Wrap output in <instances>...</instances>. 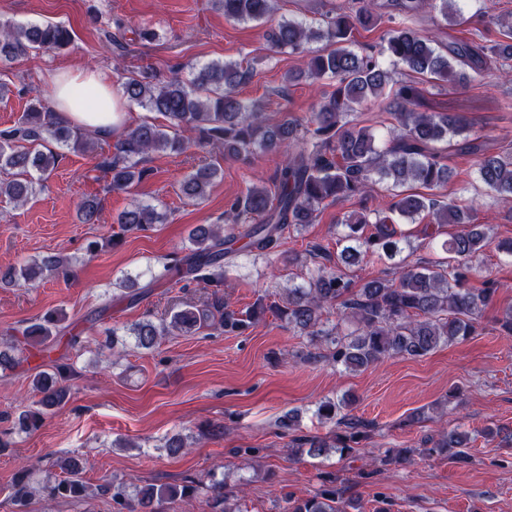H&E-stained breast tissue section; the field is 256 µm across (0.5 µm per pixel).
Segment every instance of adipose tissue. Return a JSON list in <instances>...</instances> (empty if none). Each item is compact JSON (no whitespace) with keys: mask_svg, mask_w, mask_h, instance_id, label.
<instances>
[{"mask_svg":"<svg viewBox=\"0 0 512 512\" xmlns=\"http://www.w3.org/2000/svg\"><path fill=\"white\" fill-rule=\"evenodd\" d=\"M55 111L69 124L110 137L125 117L123 99L107 72L94 69L62 68L52 76Z\"/></svg>","mask_w":512,"mask_h":512,"instance_id":"obj_1","label":"adipose tissue"}]
</instances>
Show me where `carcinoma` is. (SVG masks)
Wrapping results in <instances>:
<instances>
[{
	"label": "carcinoma",
	"mask_w": 512,
	"mask_h": 512,
	"mask_svg": "<svg viewBox=\"0 0 512 512\" xmlns=\"http://www.w3.org/2000/svg\"><path fill=\"white\" fill-rule=\"evenodd\" d=\"M234 22L262 21L275 9V0H213ZM463 0H395L389 14V28L383 35L378 53L358 54L350 49L355 31L377 25L374 0H360L357 8H340L325 15L323 24L309 26L298 20H284L270 35L280 50L305 51L313 40L326 43L324 49L310 55L306 69L286 76L288 81L306 77L312 80L332 78V90L323 94L316 109L302 117H287L269 124L256 106H248L234 89L249 77L238 62H211L191 72L190 77L174 75L162 80L149 67L124 78L122 93L127 101L166 119L157 123L147 118L134 127L123 129L116 137L114 153L98 158L95 170L109 177L107 188L128 190L143 181L150 171L141 166L152 152L182 153L192 146L224 149V154L247 158L260 149L284 155L271 186L252 183L229 201L233 227L225 233L213 225H198L188 233L189 252L175 264H166L153 275L157 281L167 276L191 278L215 287L224 286L225 268L241 252L268 254L279 247L290 232H298L313 223L316 213L328 202L350 201L362 197L385 181L397 189L388 207L379 212H352L339 224L336 242L342 249L336 256L313 244L308 255L314 264L306 268L304 282L285 288L280 301L267 304L258 299L241 310L220 300L211 306L188 305L167 320L156 324L143 320L129 328L137 345L149 349L161 336L176 331L193 332L217 321L226 333L242 334L270 311L288 326L306 336L309 343L324 347L332 361L348 371H359L394 356L420 358L439 346L464 340L472 335L484 310L499 290L495 282L483 288L467 286V273L488 245L487 233L470 223L473 208L466 204L445 203L407 186L433 189L448 181L451 170L444 163L438 144L460 137L459 151L477 158L478 173L497 198L512 199V154H493L466 136L469 127L455 113L418 112L417 89L407 81L392 82L388 66L431 80L454 76L463 82L469 75L455 67H469L476 75L483 71L484 51L504 63L512 61V23L500 19V38L493 44L476 46L455 41L442 52L427 34L410 22L426 8L439 13L450 26L464 23ZM73 41L63 25L18 24L0 17V68L42 51L60 49ZM393 97L398 112V128L384 146L377 145L372 128L350 120L357 107L369 98ZM94 134L59 119L51 103L35 97L17 123L0 131V196L18 205L31 200L56 170L63 149L88 150ZM221 176V169L207 164L187 174L180 193L194 201L207 197ZM431 217L433 239L456 227L442 243L448 257L409 265L401 259L409 236L394 217L416 220L422 213ZM97 199H85L78 210L83 224L98 221ZM164 215L152 204L137 203L117 218L127 231H144L162 223ZM245 240L243 249L235 248ZM376 255L391 265L384 275L357 285L328 263L354 265L361 257ZM67 259L48 255L24 263L0 274V282L29 285L43 275L66 274ZM336 307V322L325 315ZM23 344L49 353L64 343L75 346L77 337L69 334L65 316L49 311L28 325L22 333ZM56 374L46 371L33 379V391L39 395L35 407L23 411L17 419L20 429L38 428L46 411L60 406L67 390L61 384L67 363L54 364ZM341 405L326 400L317 415L333 421L336 430L331 440L298 435L297 416L289 413L279 426L292 435L291 443L309 446V454L320 456L332 448L339 456H354L358 445L368 437V424L340 413ZM466 432L456 429L437 438L425 437L419 448H387L380 463L409 462L416 455H444L461 466L472 462ZM62 476L41 486L50 499L80 498L87 482L80 460L67 458L60 465ZM336 474L322 472L323 489L305 498L288 497L284 512H360V503L344 497ZM207 491V503L213 512H242L237 499L222 481L208 486L187 480L183 484L150 485L134 497L126 486L110 480L96 486L97 493L114 501L127 512H158L166 500L194 497ZM29 486L19 475L14 481L11 499L20 508L26 505Z\"/></svg>",
	"instance_id": "1"
}]
</instances>
